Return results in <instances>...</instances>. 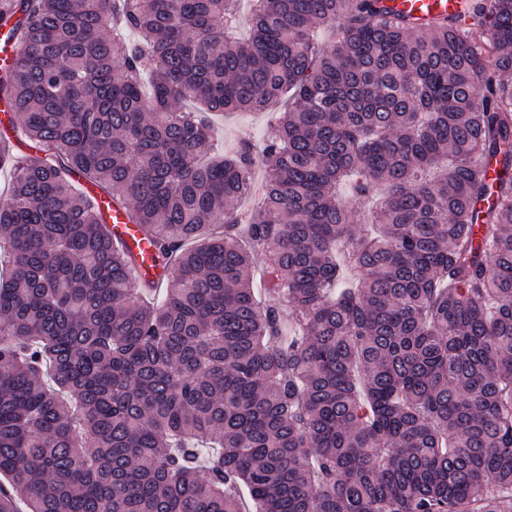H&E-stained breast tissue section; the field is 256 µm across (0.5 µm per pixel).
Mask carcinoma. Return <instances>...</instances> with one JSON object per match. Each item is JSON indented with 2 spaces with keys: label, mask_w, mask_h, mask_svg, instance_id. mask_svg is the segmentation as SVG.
Here are the masks:
<instances>
[{
  "label": "carcinoma",
  "mask_w": 512,
  "mask_h": 512,
  "mask_svg": "<svg viewBox=\"0 0 512 512\" xmlns=\"http://www.w3.org/2000/svg\"><path fill=\"white\" fill-rule=\"evenodd\" d=\"M236 3L0 0V512H512V0ZM463 0H382L389 12L407 15L410 20L426 21L454 17ZM278 117V112H241L232 115L216 114L211 117V122L224 141V148L230 150L244 136L255 143H262ZM84 186L86 191L97 200L102 217L112 231V237L138 254L136 275L139 278H154L161 274L164 262L157 257L154 246L143 235L140 226L135 223L131 215L126 211L117 210L97 190L92 191L86 184Z\"/></svg>",
  "instance_id": "1"
}]
</instances>
